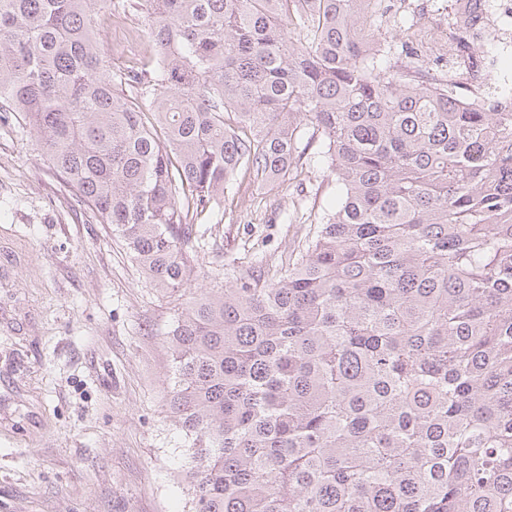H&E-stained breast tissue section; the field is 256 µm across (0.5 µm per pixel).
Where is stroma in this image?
Returning a JSON list of instances; mask_svg holds the SVG:
<instances>
[{"mask_svg": "<svg viewBox=\"0 0 512 512\" xmlns=\"http://www.w3.org/2000/svg\"><path fill=\"white\" fill-rule=\"evenodd\" d=\"M449 0H380L375 40L405 63L420 48L434 78ZM97 29L114 73L153 54L145 15ZM311 144L297 172L260 182L241 170L204 214L194 289L222 288L298 256L336 199ZM174 302L97 223L44 157L22 113L0 120V512H190L188 460L166 413Z\"/></svg>", "mask_w": 512, "mask_h": 512, "instance_id": "1", "label": "stroma"}]
</instances>
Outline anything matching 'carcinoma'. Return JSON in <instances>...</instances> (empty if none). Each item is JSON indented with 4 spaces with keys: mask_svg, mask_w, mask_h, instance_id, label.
Listing matches in <instances>:
<instances>
[{
    "mask_svg": "<svg viewBox=\"0 0 512 512\" xmlns=\"http://www.w3.org/2000/svg\"><path fill=\"white\" fill-rule=\"evenodd\" d=\"M374 4L0 0V112L179 302L191 512H512V112L387 64ZM142 6L155 57L117 78L94 28ZM455 62L494 60L464 27ZM303 121L335 206L288 268L191 292L195 219L296 169Z\"/></svg>",
    "mask_w": 512,
    "mask_h": 512,
    "instance_id": "obj_1",
    "label": "carcinoma"
}]
</instances>
